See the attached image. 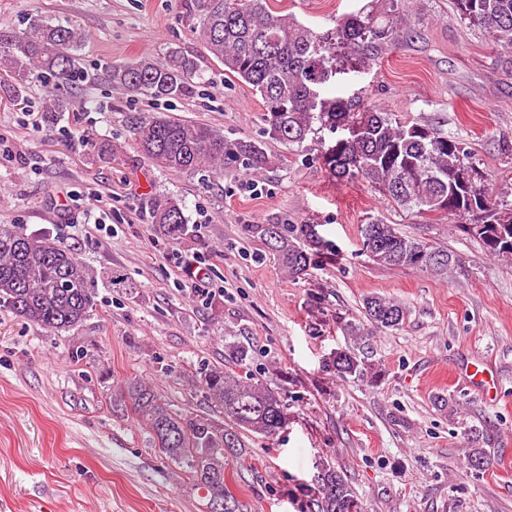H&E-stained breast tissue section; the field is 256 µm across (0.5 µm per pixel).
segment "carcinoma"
I'll use <instances>...</instances> for the list:
<instances>
[{
	"mask_svg": "<svg viewBox=\"0 0 512 512\" xmlns=\"http://www.w3.org/2000/svg\"><path fill=\"white\" fill-rule=\"evenodd\" d=\"M406 0H374L357 13L336 19L334 38L316 33L293 18L272 13L267 0H192L188 19L208 57L224 65V75L251 87L262 100L261 120L270 138L299 147L323 144L322 131L352 126L320 158L341 183L363 180L398 208L414 214H446L460 231L480 240L493 257L512 256V203L489 187L462 140L432 127L401 121L375 106L356 107L333 96L338 70L336 47L346 53L347 68L363 73L376 64L378 52L402 38L397 26ZM460 19L487 33L497 46L512 50V0H453ZM85 34L71 22L35 19L21 32L0 31V65L15 77L75 79L82 72L79 50ZM112 87L130 96L181 99L194 92L201 78L198 60L172 50L162 61L140 58L107 68ZM67 110L57 95L46 96L49 119ZM133 144L152 165L176 173H259L285 164L286 156L252 139H228L216 128L167 115L133 117ZM149 218L162 232L179 239L189 231L182 202L174 197L151 203ZM288 276L295 279L318 266L325 244L314 224H255ZM362 251L389 269H418L448 274L457 256L403 234L397 225L377 217L361 225ZM91 270L58 238L29 235L16 224H0V311L36 328L59 335L82 323L97 308ZM364 319L342 322L347 336L363 338L375 331H396L408 315L395 299L369 296ZM238 369L213 366L201 373L200 386L224 421L173 410L149 385L132 377L112 394V404L130 409L155 445L205 499L239 502L224 476V453L238 455L245 438H274L286 423L280 393L253 376L247 367L249 348L227 343ZM341 378L376 383L381 370L355 351L338 348L328 357ZM469 468L481 470L488 453L480 433L465 431ZM317 512H364L356 492L329 463L317 465Z\"/></svg>",
	"mask_w": 512,
	"mask_h": 512,
	"instance_id": "carcinoma-1",
	"label": "carcinoma"
}]
</instances>
